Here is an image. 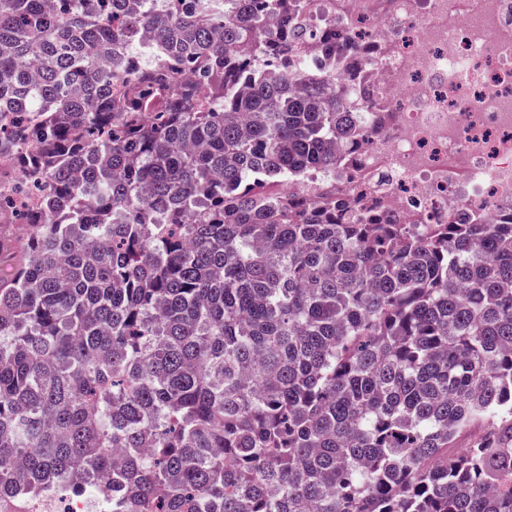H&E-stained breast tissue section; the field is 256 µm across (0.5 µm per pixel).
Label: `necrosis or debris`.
Listing matches in <instances>:
<instances>
[{
	"label": "necrosis or debris",
	"mask_w": 512,
	"mask_h": 512,
	"mask_svg": "<svg viewBox=\"0 0 512 512\" xmlns=\"http://www.w3.org/2000/svg\"><path fill=\"white\" fill-rule=\"evenodd\" d=\"M321 13L340 32L373 27L336 54L370 96L357 158L381 182L378 210L403 224L512 222V0H323ZM110 508L62 490L33 512Z\"/></svg>",
	"instance_id": "necrosis-or-debris-1"
}]
</instances>
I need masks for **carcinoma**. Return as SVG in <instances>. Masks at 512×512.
<instances>
[{
	"instance_id": "carcinoma-1",
	"label": "carcinoma",
	"mask_w": 512,
	"mask_h": 512,
	"mask_svg": "<svg viewBox=\"0 0 512 512\" xmlns=\"http://www.w3.org/2000/svg\"><path fill=\"white\" fill-rule=\"evenodd\" d=\"M48 2L0 0V159L25 180L0 214L28 227L0 280V500L512 512V223L336 206L367 128L315 59L336 22Z\"/></svg>"
}]
</instances>
